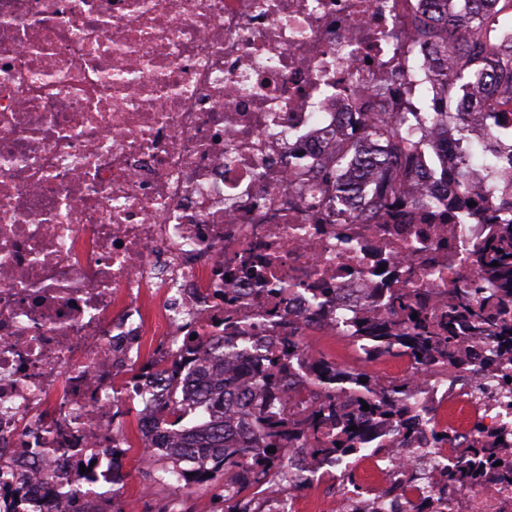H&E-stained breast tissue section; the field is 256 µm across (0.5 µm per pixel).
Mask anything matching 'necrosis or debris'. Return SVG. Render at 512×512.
<instances>
[{"label": "necrosis or debris", "instance_id": "1", "mask_svg": "<svg viewBox=\"0 0 512 512\" xmlns=\"http://www.w3.org/2000/svg\"><path fill=\"white\" fill-rule=\"evenodd\" d=\"M427 0H0V512H100L126 479L117 423L158 386L191 335L234 317L251 336L337 335L342 316L384 309L400 288L438 309L485 225L451 224L436 180L374 221L319 171L359 129L341 112H389L383 87L410 71L447 87L415 21ZM318 197L321 209L307 202ZM386 275H378V268ZM287 289L279 297L277 289ZM427 387L413 417L423 480L376 457L377 492L338 490L337 512H512V484L428 494L456 457L433 433L512 421L471 390Z\"/></svg>", "mask_w": 512, "mask_h": 512}]
</instances>
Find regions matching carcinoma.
I'll use <instances>...</instances> for the list:
<instances>
[{
	"label": "carcinoma",
	"mask_w": 512,
	"mask_h": 512,
	"mask_svg": "<svg viewBox=\"0 0 512 512\" xmlns=\"http://www.w3.org/2000/svg\"><path fill=\"white\" fill-rule=\"evenodd\" d=\"M459 14L444 18L441 26L424 33L438 44L437 54L446 62L439 79L454 91L444 101H431L414 109L415 88L403 81L406 109L403 112L363 114V135L336 160V179L342 192L357 188L374 195L367 218L406 204L401 182L394 172L415 178L421 154L433 150L431 170L449 181L448 214L457 224L472 220L487 223L488 232L468 252L470 269L492 285L484 292L468 284L448 289V303L433 314L404 291H393L385 313L363 315L348 322L352 343H365L383 352L412 359L417 367L452 365L468 344L489 342L499 357L512 359V195L498 198L496 210L486 215L476 205L479 188L472 184L473 140L469 119L482 114V168H502L499 145L512 140V45L495 41L490 30L512 24V0H465ZM458 133L456 164L450 169L438 152L437 140ZM473 206H468V203ZM417 318H412V315ZM250 337L227 324L222 336L193 340L195 357L175 364L170 373V397L155 407L157 427L165 440L158 448V479L176 489L211 486L224 490V512H245L246 491L284 473L289 453L307 451L314 466L328 464L340 469L344 486H359L355 463L374 457L382 448H366L362 439L365 419L384 429L401 421L402 414L421 408V399L403 379L381 380L367 371L343 368L329 359L308 358L306 369L302 337L288 330L281 344L269 352L263 370L241 389L218 377L225 366L243 354ZM314 391L307 409L285 406L251 409L250 395L264 390L286 391L300 381ZM369 410H362L363 405ZM357 430H351V427ZM503 441L488 438L458 449V461L447 469V490L469 483L512 479V425L502 429ZM273 447L276 452H268ZM501 465H495V462Z\"/></svg>",
	"instance_id": "1"
}]
</instances>
